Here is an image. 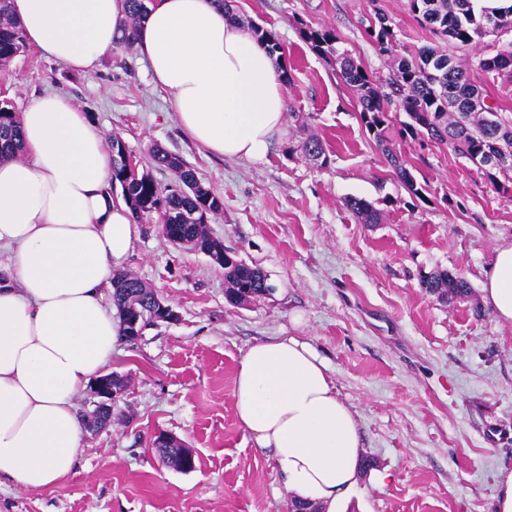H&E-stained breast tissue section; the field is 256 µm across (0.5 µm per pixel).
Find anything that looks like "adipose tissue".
Wrapping results in <instances>:
<instances>
[{
  "label": "adipose tissue",
  "instance_id": "adipose-tissue-1",
  "mask_svg": "<svg viewBox=\"0 0 512 512\" xmlns=\"http://www.w3.org/2000/svg\"><path fill=\"white\" fill-rule=\"evenodd\" d=\"M28 46L69 70L97 69L136 27L134 47L182 131L211 155L266 162L285 132L278 62L222 0H9ZM23 151L0 160V479L44 490L74 472L76 398L122 340L112 276L141 235L112 192L108 142L67 96L18 114ZM482 296L512 322V243L496 247ZM240 424L297 498L334 512L363 443L324 362L297 338L252 345L233 393Z\"/></svg>",
  "mask_w": 512,
  "mask_h": 512
}]
</instances>
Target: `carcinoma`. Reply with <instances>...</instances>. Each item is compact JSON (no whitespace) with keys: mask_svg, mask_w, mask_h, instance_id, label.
I'll list each match as a JSON object with an SVG mask.
<instances>
[{"mask_svg":"<svg viewBox=\"0 0 512 512\" xmlns=\"http://www.w3.org/2000/svg\"><path fill=\"white\" fill-rule=\"evenodd\" d=\"M479 2L409 0V7L424 27L455 48L467 51L481 45L486 47L487 53L479 58L481 71L493 76L511 73L512 3L481 6ZM491 26L507 34L508 39L485 42V37L494 35L489 30ZM365 32L379 52L390 59L388 75L384 78L369 74L349 51L340 48L341 38L333 29L306 26L301 35L313 53L336 65L338 78L355 96L366 132L381 149L403 187L412 196L424 198L426 189L416 183L404 160L389 147L390 113L398 108L408 117L399 128L401 136L445 144L464 158L478 156L494 161L484 167V173L493 186L507 190L499 183L498 176L512 183V117L485 101L466 60L438 46H423L405 55L397 53L393 28L378 12L369 19ZM26 49L22 31L6 14L5 0H0V66L7 65ZM490 111L498 113V123L494 126L486 119ZM20 150L17 113L12 105L3 103L0 105V159L13 157ZM111 151L113 179L121 187V196L134 222L153 220L167 241L208 255L224 269L225 292L232 301L259 298L272 290L266 274L238 259L235 252L208 234L206 224L222 210V202L201 185L192 168L163 150L152 151V160L174 175L171 184L162 185L149 174L138 172L121 139L112 138ZM296 151L310 160L325 155L322 141L312 135L302 138ZM345 204L364 223H379V211L366 200L350 197ZM422 287L448 302L471 293L464 277L446 270H436L424 277ZM112 303L128 338L131 323L148 326L164 310L155 292L126 271L113 278ZM85 425L90 431L111 426L112 410L91 412ZM152 450L163 464L175 470L187 472L196 467V461L184 455L178 441H154Z\"/></svg>","mask_w":512,"mask_h":512,"instance_id":"1","label":"carcinoma"}]
</instances>
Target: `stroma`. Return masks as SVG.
<instances>
[{
    "label": "stroma",
    "instance_id": "stroma-1",
    "mask_svg": "<svg viewBox=\"0 0 512 512\" xmlns=\"http://www.w3.org/2000/svg\"><path fill=\"white\" fill-rule=\"evenodd\" d=\"M231 8L242 25L275 36L292 76L282 143L262 164L211 156L187 138L133 46L88 73L33 48L0 69V94L16 110L46 93L69 96L161 184L173 175L151 164L150 148L178 155L223 202L210 235L274 286L230 302L222 268L143 225L127 270L176 318L113 351L105 370L126 387L111 426L84 433L75 473L40 491L1 484L0 512H288L292 494L238 422L233 391L250 346L290 336L325 362L376 462L336 512H493L497 476L512 470V323L483 303L481 282L495 247L512 242V191L496 190L446 145L395 136L391 148L428 186L424 199L412 197L334 65L309 50L300 28L335 29L377 77L388 59L364 32L373 9L401 48L434 44L433 34L408 0H233ZM304 128L323 140L327 164L297 153ZM349 197L371 202L382 222L362 223ZM437 269L465 277L470 296L446 303L421 288ZM161 434L194 451V471L157 460L151 443Z\"/></svg>",
    "mask_w": 512,
    "mask_h": 512
}]
</instances>
